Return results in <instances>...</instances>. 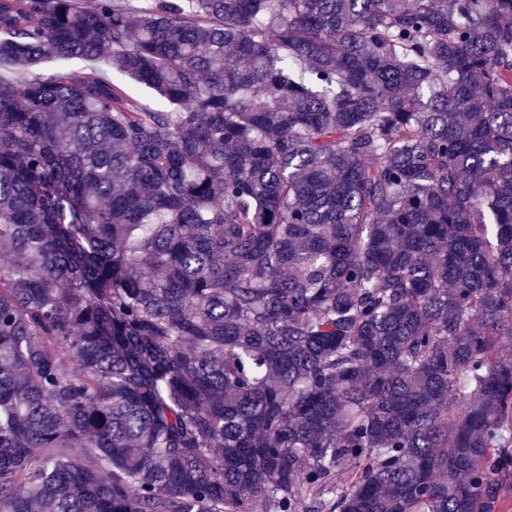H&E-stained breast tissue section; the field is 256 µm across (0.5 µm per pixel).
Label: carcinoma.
<instances>
[{
	"label": "carcinoma",
	"mask_w": 512,
	"mask_h": 512,
	"mask_svg": "<svg viewBox=\"0 0 512 512\" xmlns=\"http://www.w3.org/2000/svg\"><path fill=\"white\" fill-rule=\"evenodd\" d=\"M3 66L0 512H501L512 0H0Z\"/></svg>",
	"instance_id": "1"
}]
</instances>
